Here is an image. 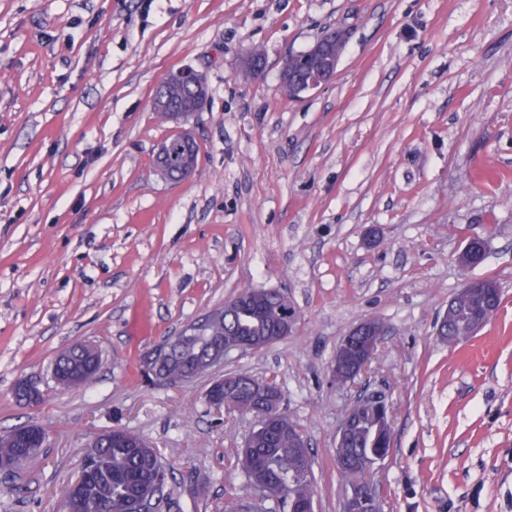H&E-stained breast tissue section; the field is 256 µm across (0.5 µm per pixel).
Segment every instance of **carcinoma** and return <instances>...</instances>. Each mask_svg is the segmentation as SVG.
Masks as SVG:
<instances>
[{
    "label": "carcinoma",
    "instance_id": "cac0c4a2",
    "mask_svg": "<svg viewBox=\"0 0 512 512\" xmlns=\"http://www.w3.org/2000/svg\"><path fill=\"white\" fill-rule=\"evenodd\" d=\"M158 90L165 92L175 107L187 104L189 99L181 78L175 74ZM183 158L180 137L174 136L170 139V150L165 158L170 172L180 169ZM482 283L491 288L489 299L482 301L463 294L455 297V317L448 331L454 344L465 343L472 337L470 327L474 320L481 319L487 323L500 308L501 291L497 283L492 279H484ZM241 295L249 296L251 300L241 306L228 307L224 311V319L209 326L208 335L222 336L226 340L259 341L283 322L285 312L290 309L288 298L277 292L256 296L253 289L246 288ZM203 351L204 345L194 340L180 344L165 361L164 371L173 378L197 371ZM224 399L230 408L258 416L259 404L248 380H243L235 392L224 396ZM297 435L299 431L292 423L276 432L257 435L250 449L251 468L245 472L247 481L261 484L276 495L286 491L290 499L315 497L314 482L305 474V458L294 447ZM391 437V423L379 415L373 405L358 401L353 410L352 431L346 447L336 450V455L352 460L350 464H337L345 489L370 482L371 472L366 470V463L380 452L389 453ZM19 456L23 457L25 464L31 460V456L23 453L13 442L0 436V459ZM86 456L96 461L97 470L77 490L78 512H122L128 503L140 496L146 486L149 454L133 432H126L124 443L102 444L89 449Z\"/></svg>",
    "mask_w": 512,
    "mask_h": 512
}]
</instances>
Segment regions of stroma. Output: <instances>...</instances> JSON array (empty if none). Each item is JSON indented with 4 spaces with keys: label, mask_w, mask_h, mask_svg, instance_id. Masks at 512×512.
<instances>
[{
    "label": "stroma",
    "mask_w": 512,
    "mask_h": 512,
    "mask_svg": "<svg viewBox=\"0 0 512 512\" xmlns=\"http://www.w3.org/2000/svg\"><path fill=\"white\" fill-rule=\"evenodd\" d=\"M347 33L334 77L288 99L290 54ZM260 49V75L243 60ZM201 74L184 121L154 109L170 73ZM187 132L193 175L165 178ZM483 262L462 267L468 237ZM502 303L469 341L436 321L467 281ZM284 291L293 332L225 371L276 381L307 439L316 512H342L336 431L384 395L382 512H512V0H0V434L47 435L0 512H61L92 439L122 428L161 455L159 512H224L256 420L214 411L204 375L149 383L154 346L246 288ZM384 330L367 372L329 367L359 322ZM92 343L96 381L61 392L55 356ZM42 399L15 396L19 382ZM201 483L207 495L194 497ZM180 137L181 136H174L169 140L171 145H170V150H169L166 158H165L166 151H167L166 144H164V145L162 144L157 153L160 155L159 161H158V165H159L158 169L160 170V172L167 178H169L171 180L175 179L178 181L184 180L187 177H189L197 166V162H196V158H195V145H196L195 139L193 137H191L190 135H186V136L183 135V139H182V143L184 146V153H183V146L180 142ZM184 156H185V158H184ZM164 158H165V160H164ZM183 158H184V163H183V166H182L180 172L176 175V177H171L169 174V171L166 170V168H165L164 162H165L166 166L168 167V169L170 170V172L175 173L180 169L182 162H183Z\"/></svg>",
    "instance_id": "obj_1"
}]
</instances>
